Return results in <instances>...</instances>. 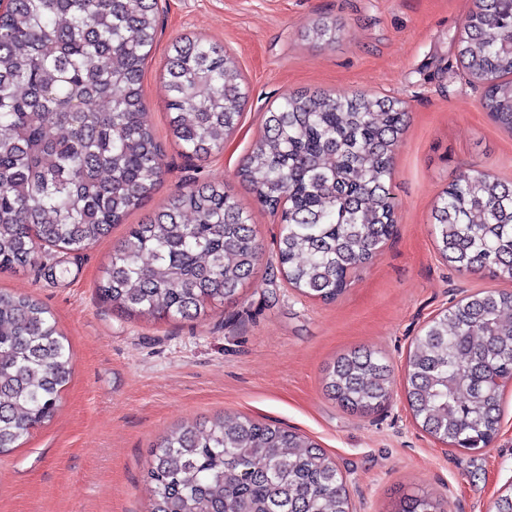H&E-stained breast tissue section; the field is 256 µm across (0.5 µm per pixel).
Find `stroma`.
I'll list each match as a JSON object with an SVG mask.
<instances>
[{"label":"stroma","mask_w":512,"mask_h":512,"mask_svg":"<svg viewBox=\"0 0 512 512\" xmlns=\"http://www.w3.org/2000/svg\"><path fill=\"white\" fill-rule=\"evenodd\" d=\"M472 0H159V29L145 69V110L166 154L161 184L144 208L86 250L0 272V290L48 307L67 337L72 376L50 422L0 455V512H146L150 451L172 428L242 413L315 440L343 472L353 512H390L419 490L441 512H492L512 490V383L490 446L448 447L414 421L405 362L423 326L452 302L512 280L460 272L439 255L431 214L459 173L512 181V133L486 111L464 77L458 40ZM336 22L332 42L312 41L314 20ZM224 47L248 85L236 133L221 153L184 157L166 117L162 70L179 38ZM365 92L408 112L393 159V235L374 262L326 303L290 288L277 270L279 218L236 175L267 110L284 94ZM228 187L262 245L252 283L199 320H131L97 294L113 246L177 189ZM354 349L382 354L392 398L370 414L331 400L327 367Z\"/></svg>","instance_id":"35a3bbf8"}]
</instances>
